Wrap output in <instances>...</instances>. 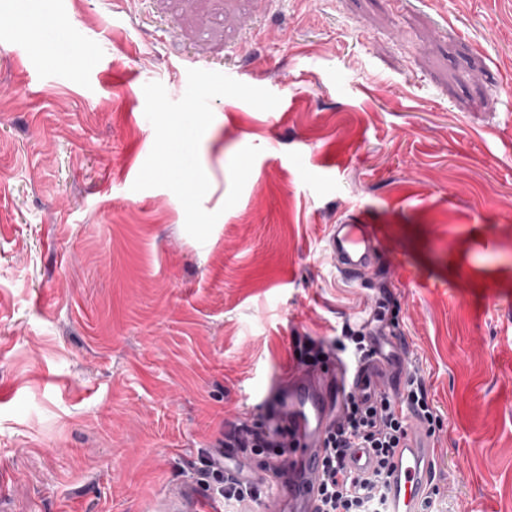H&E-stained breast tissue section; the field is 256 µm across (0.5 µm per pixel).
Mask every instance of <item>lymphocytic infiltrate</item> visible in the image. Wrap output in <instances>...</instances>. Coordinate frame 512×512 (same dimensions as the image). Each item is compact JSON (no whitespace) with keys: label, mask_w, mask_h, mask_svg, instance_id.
<instances>
[{"label":"lymphocytic infiltrate","mask_w":512,"mask_h":512,"mask_svg":"<svg viewBox=\"0 0 512 512\" xmlns=\"http://www.w3.org/2000/svg\"><path fill=\"white\" fill-rule=\"evenodd\" d=\"M295 361L316 365L323 359H340L356 364L375 352L373 338L366 326L344 325L332 342L310 337L296 342ZM416 415L429 433L442 427V418L429 398L424 382L409 375L402 393L390 397L379 395L368 400L346 394L342 400L340 422L327 441L326 456L320 475L322 506L319 512H389L386 495L388 464L407 427L409 415ZM224 447L248 448L265 457H284L285 444L268 439L263 418L240 423L224 434ZM368 448L377 456L376 467L359 474L349 470L347 458L352 449ZM202 466L215 480V490L224 505L233 512L242 502L260 498L259 489L227 483L224 467L211 462V451L199 449Z\"/></svg>","instance_id":"obj_1"}]
</instances>
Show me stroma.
Listing matches in <instances>:
<instances>
[{
    "instance_id": "stroma-1",
    "label": "stroma",
    "mask_w": 512,
    "mask_h": 512,
    "mask_svg": "<svg viewBox=\"0 0 512 512\" xmlns=\"http://www.w3.org/2000/svg\"><path fill=\"white\" fill-rule=\"evenodd\" d=\"M212 100L205 243L143 87ZM260 154L224 209L229 162ZM333 224H376L442 417L439 512H512V0H0V512H150L188 461L381 296Z\"/></svg>"
}]
</instances>
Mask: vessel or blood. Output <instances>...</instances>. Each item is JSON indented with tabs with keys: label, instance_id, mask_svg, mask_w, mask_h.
Here are the masks:
<instances>
[{
	"label": "vessel or blood",
	"instance_id": "1",
	"mask_svg": "<svg viewBox=\"0 0 512 512\" xmlns=\"http://www.w3.org/2000/svg\"><path fill=\"white\" fill-rule=\"evenodd\" d=\"M381 244L372 224L331 225L327 248L337 275L365 287L377 284L376 260ZM389 351L372 363L318 372L296 367L273 392L271 427L280 429L288 443L287 462L269 461L257 467L233 450L224 458V474L232 481L259 487L275 501L278 512H319V476L326 440L337 423L343 396L349 392L394 390L407 358L404 341L387 336ZM441 450L416 417H409L407 433L397 450L388 478L392 512H420V503L436 477ZM212 488L188 480L177 493L158 501L159 512H214L209 504Z\"/></svg>",
	"mask_w": 512,
	"mask_h": 512
}]
</instances>
